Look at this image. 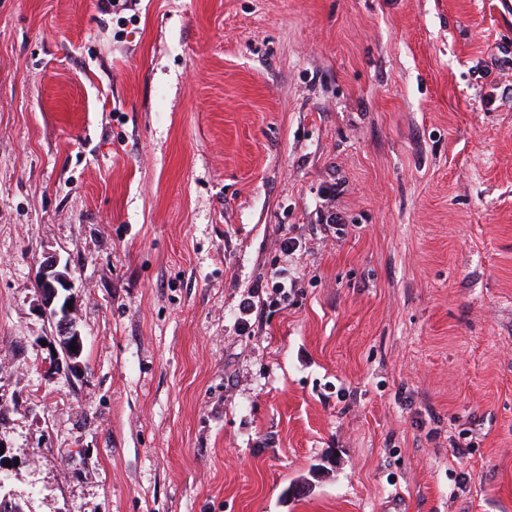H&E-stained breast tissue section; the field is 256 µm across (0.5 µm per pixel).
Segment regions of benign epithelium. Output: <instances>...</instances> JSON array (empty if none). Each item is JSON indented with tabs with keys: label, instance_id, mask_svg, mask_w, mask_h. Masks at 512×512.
I'll use <instances>...</instances> for the list:
<instances>
[{
	"label": "benign epithelium",
	"instance_id": "1",
	"mask_svg": "<svg viewBox=\"0 0 512 512\" xmlns=\"http://www.w3.org/2000/svg\"><path fill=\"white\" fill-rule=\"evenodd\" d=\"M73 277L70 268L60 265V260L48 256L40 265L38 292L40 306L56 330L58 349L51 365V374L66 372L77 375L82 370L84 337L73 316L74 309L67 308L73 301ZM76 349H71V343Z\"/></svg>",
	"mask_w": 512,
	"mask_h": 512
}]
</instances>
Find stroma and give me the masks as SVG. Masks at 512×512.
Wrapping results in <instances>:
<instances>
[{
    "label": "stroma",
    "instance_id": "1",
    "mask_svg": "<svg viewBox=\"0 0 512 512\" xmlns=\"http://www.w3.org/2000/svg\"><path fill=\"white\" fill-rule=\"evenodd\" d=\"M0 446L23 512H512V0H0ZM38 285L40 306L56 330L59 347L50 368L51 374L65 371L78 375L82 370L84 337L73 316L74 281L70 268L60 266V260L56 257H46L40 265ZM68 302H72L71 309L67 308ZM73 340H76L75 351H71Z\"/></svg>",
    "mask_w": 512,
    "mask_h": 512
}]
</instances>
